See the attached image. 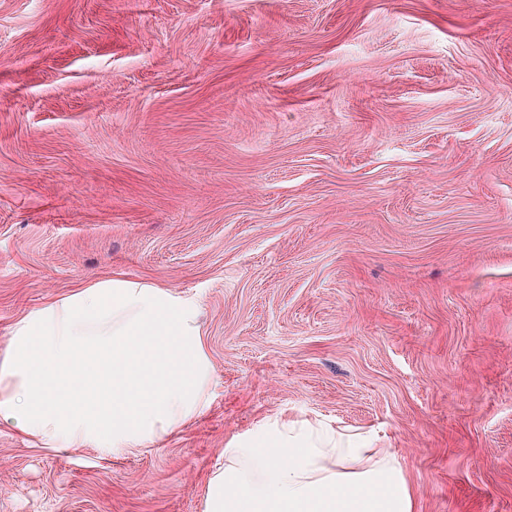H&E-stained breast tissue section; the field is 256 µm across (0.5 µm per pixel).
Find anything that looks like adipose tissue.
Segmentation results:
<instances>
[{
    "instance_id": "adipose-tissue-1",
    "label": "adipose tissue",
    "mask_w": 512,
    "mask_h": 512,
    "mask_svg": "<svg viewBox=\"0 0 512 512\" xmlns=\"http://www.w3.org/2000/svg\"><path fill=\"white\" fill-rule=\"evenodd\" d=\"M200 315L196 299L120 276L29 311L0 350V422L58 451L164 440L209 407ZM413 510L397 449L305 419L228 445L204 499V512Z\"/></svg>"
}]
</instances>
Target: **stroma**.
Returning <instances> with one entry per match:
<instances>
[{
    "label": "stroma",
    "instance_id": "obj_1",
    "mask_svg": "<svg viewBox=\"0 0 512 512\" xmlns=\"http://www.w3.org/2000/svg\"><path fill=\"white\" fill-rule=\"evenodd\" d=\"M116 275L201 302L210 409L122 455L0 423V512H202L298 415L414 512H512V0H0V349Z\"/></svg>",
    "mask_w": 512,
    "mask_h": 512
}]
</instances>
